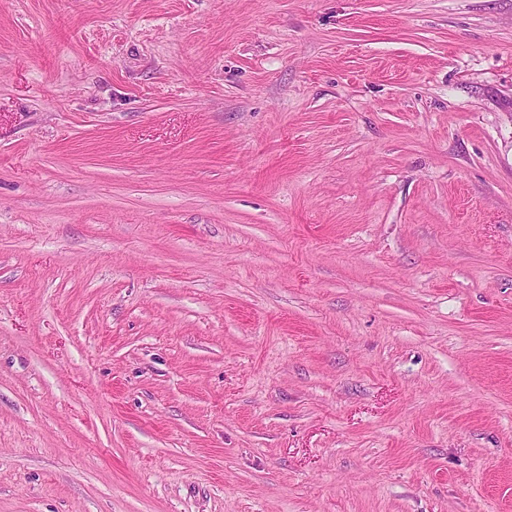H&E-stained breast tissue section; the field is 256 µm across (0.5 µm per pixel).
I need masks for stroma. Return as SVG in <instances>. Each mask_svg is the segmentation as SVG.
<instances>
[{
	"label": "stroma",
	"instance_id": "35a3bbf8",
	"mask_svg": "<svg viewBox=\"0 0 512 512\" xmlns=\"http://www.w3.org/2000/svg\"><path fill=\"white\" fill-rule=\"evenodd\" d=\"M0 512H512V0H0Z\"/></svg>",
	"mask_w": 512,
	"mask_h": 512
}]
</instances>
